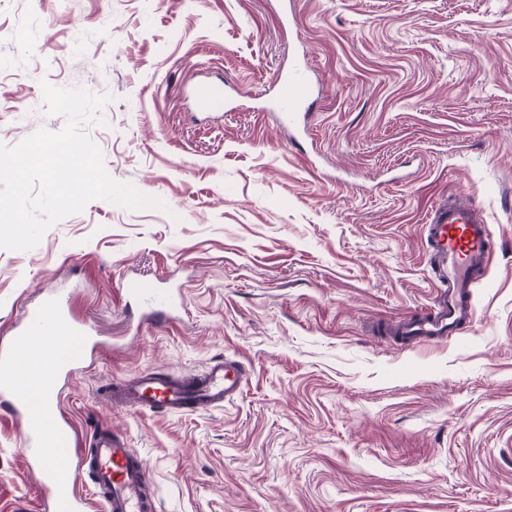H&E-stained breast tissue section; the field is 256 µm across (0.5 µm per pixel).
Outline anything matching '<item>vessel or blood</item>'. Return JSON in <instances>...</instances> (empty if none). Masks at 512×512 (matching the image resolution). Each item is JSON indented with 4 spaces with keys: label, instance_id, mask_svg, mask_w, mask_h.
I'll use <instances>...</instances> for the list:
<instances>
[{
    "label": "vessel or blood",
    "instance_id": "obj_1",
    "mask_svg": "<svg viewBox=\"0 0 512 512\" xmlns=\"http://www.w3.org/2000/svg\"><path fill=\"white\" fill-rule=\"evenodd\" d=\"M195 98L201 107L217 108L224 102V89L217 84H202L196 87ZM308 99L309 87L303 72L280 78L274 105L286 111L289 123H297V110ZM424 235L437 285L435 304L425 316L395 324L396 331L412 344L446 340L473 323V289L493 253L489 225L479 207L462 193L449 196L438 206L424 227ZM123 290L154 306L160 314L176 309L178 304L174 293H162L137 281L126 282ZM62 324L79 335L92 334L73 316L68 303L52 295L40 307L29 310L25 325L0 344V397L10 401L23 425L25 445L41 467L51 512H151L152 504L142 494L147 482L146 463L111 431H95L88 440L89 453L77 457L76 470H89L93 477V494L83 492L76 479L60 475L56 449L78 443L72 425L61 416V382L76 372L77 363L71 360L54 365L37 403L24 388L20 366L30 339L54 335ZM246 380L243 363L227 357L214 361L199 376L147 373L130 381L110 383L98 398L103 404L133 412H197L222 406L241 391Z\"/></svg>",
    "mask_w": 512,
    "mask_h": 512
}]
</instances>
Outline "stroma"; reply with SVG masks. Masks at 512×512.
<instances>
[{
	"label": "stroma",
	"instance_id": "1",
	"mask_svg": "<svg viewBox=\"0 0 512 512\" xmlns=\"http://www.w3.org/2000/svg\"><path fill=\"white\" fill-rule=\"evenodd\" d=\"M296 65L312 107L294 128L267 103ZM45 81L113 95L87 132L167 208L94 200L0 249V339L69 296L101 340L62 415L135 449L155 512H512V0H0V144L65 127ZM202 82L223 108L197 109ZM458 190L496 241L472 326L374 331L432 309L422 226ZM129 280L183 305L157 320ZM225 356L249 380L223 407L96 399ZM22 448L0 403V512H45Z\"/></svg>",
	"mask_w": 512,
	"mask_h": 512
}]
</instances>
